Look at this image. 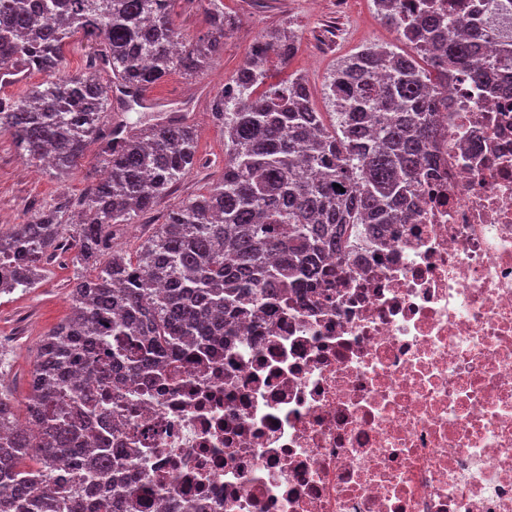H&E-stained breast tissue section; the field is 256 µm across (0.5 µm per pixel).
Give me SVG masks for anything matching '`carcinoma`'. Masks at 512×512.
<instances>
[{
    "label": "carcinoma",
    "instance_id": "cac0c4a2",
    "mask_svg": "<svg viewBox=\"0 0 512 512\" xmlns=\"http://www.w3.org/2000/svg\"><path fill=\"white\" fill-rule=\"evenodd\" d=\"M173 0H0V70L39 72L43 83L0 98V133L32 162L59 175L76 170L91 143L107 176L80 200L71 315L37 349L27 417L18 428L0 395V512H117L121 452L82 447L84 424L71 406L91 391L75 376L101 365L148 378L166 360L213 336L236 335L239 319L298 293L322 277L324 258L345 252L347 236L374 239L407 223L436 136L438 88L458 73L485 82L512 68V33L491 45L485 27L512 15V0H374L411 51L371 46L347 58L326 85L333 112L315 109L297 77L267 83L265 64L287 61L294 37L264 35L240 69L239 97L212 101L224 128V176L207 193L171 209L132 254L112 246L116 227L153 209L197 163V133L175 116L136 131L109 123L113 80L145 90L172 72L193 75L224 49L235 21L216 10L211 32L186 40L170 21ZM91 42L85 70L63 69L76 36ZM345 192H340V189ZM61 207L0 234V294L36 287L44 262L62 246ZM93 489L112 479L110 498L89 505L66 487L45 494L44 477L62 465Z\"/></svg>",
    "mask_w": 512,
    "mask_h": 512
}]
</instances>
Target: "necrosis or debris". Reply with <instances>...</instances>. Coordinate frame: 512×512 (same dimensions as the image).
<instances>
[{
  "label": "necrosis or debris",
  "mask_w": 512,
  "mask_h": 512,
  "mask_svg": "<svg viewBox=\"0 0 512 512\" xmlns=\"http://www.w3.org/2000/svg\"><path fill=\"white\" fill-rule=\"evenodd\" d=\"M439 97L409 223L190 362L85 377L138 512H512V69Z\"/></svg>",
  "instance_id": "4bbe7bcc"
}]
</instances>
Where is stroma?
I'll return each instance as SVG.
<instances>
[{"mask_svg":"<svg viewBox=\"0 0 512 512\" xmlns=\"http://www.w3.org/2000/svg\"><path fill=\"white\" fill-rule=\"evenodd\" d=\"M217 9L236 22L224 39V50L206 69L188 77L174 72L150 87L163 111L186 115L198 133L199 164L175 184L152 210L124 226L116 248L134 252L164 223L180 201L206 193L224 175V133L211 114L210 103L249 59L260 35L291 25L297 50L287 63L272 61L273 82L301 77L307 82L318 111H328L324 88L339 61L370 45H396L398 33L384 25L373 0H218ZM171 19L189 40L209 34L206 0H175ZM97 145H89L81 166L66 176L27 161L13 139L0 134V232L32 221L60 199L78 202L85 189L100 178ZM75 250L63 246L50 258L36 288L0 297V389L23 412L37 347L53 327L71 313L69 293L78 272Z\"/></svg>","mask_w":512,"mask_h":512,"instance_id":"35a3bbf8","label":"stroma"}]
</instances>
